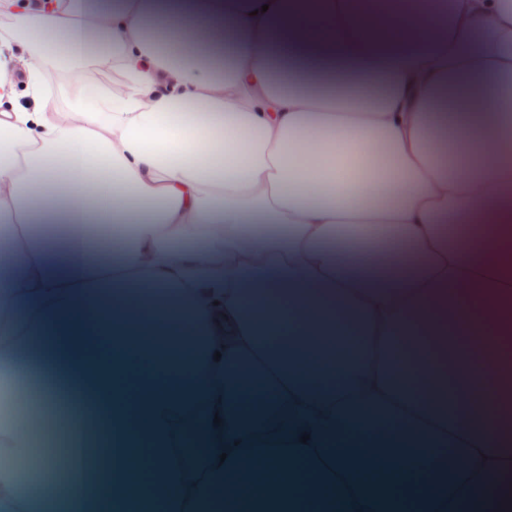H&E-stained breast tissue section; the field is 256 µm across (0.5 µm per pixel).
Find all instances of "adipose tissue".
<instances>
[{
  "mask_svg": "<svg viewBox=\"0 0 512 512\" xmlns=\"http://www.w3.org/2000/svg\"><path fill=\"white\" fill-rule=\"evenodd\" d=\"M509 336L512 0H0V461L53 512H484ZM43 456L40 458V467L43 468ZM36 469L28 482L24 485L25 489L33 497L49 494H56L59 490L64 491L63 485L51 474L43 469Z\"/></svg>",
  "mask_w": 512,
  "mask_h": 512,
  "instance_id": "adipose-tissue-1",
  "label": "adipose tissue"
}]
</instances>
